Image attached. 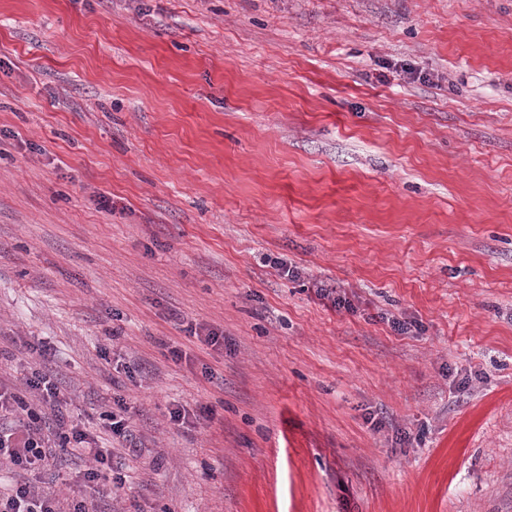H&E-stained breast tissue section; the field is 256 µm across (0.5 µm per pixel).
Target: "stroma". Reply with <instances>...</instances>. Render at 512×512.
<instances>
[{"label":"stroma","mask_w":512,"mask_h":512,"mask_svg":"<svg viewBox=\"0 0 512 512\" xmlns=\"http://www.w3.org/2000/svg\"><path fill=\"white\" fill-rule=\"evenodd\" d=\"M42 365L129 407L98 512H512V0H0V383Z\"/></svg>","instance_id":"35a3bbf8"}]
</instances>
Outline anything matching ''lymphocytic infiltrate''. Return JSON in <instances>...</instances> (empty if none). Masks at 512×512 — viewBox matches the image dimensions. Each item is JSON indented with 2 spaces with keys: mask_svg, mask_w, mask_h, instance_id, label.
I'll list each match as a JSON object with an SVG mask.
<instances>
[{
  "mask_svg": "<svg viewBox=\"0 0 512 512\" xmlns=\"http://www.w3.org/2000/svg\"><path fill=\"white\" fill-rule=\"evenodd\" d=\"M28 396L0 387V466L26 472L41 470L62 458L69 447L84 446L88 465L73 496L69 512H90L88 491L98 490L112 467V451L94 446L85 422L74 418L69 400L53 374L35 369L25 380ZM0 512H57L55 498L30 480L0 495Z\"/></svg>",
  "mask_w": 512,
  "mask_h": 512,
  "instance_id": "f902f5d3",
  "label": "lymphocytic infiltrate"
}]
</instances>
